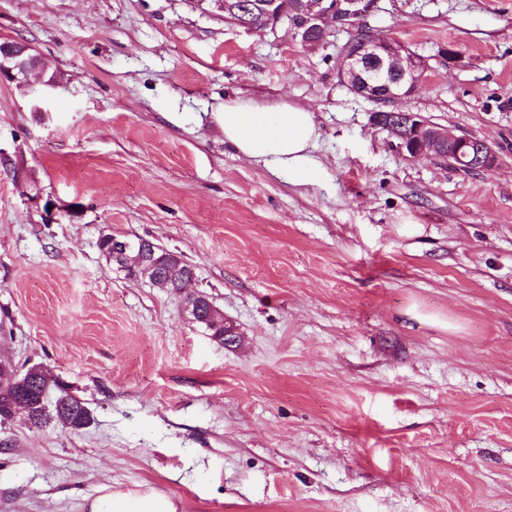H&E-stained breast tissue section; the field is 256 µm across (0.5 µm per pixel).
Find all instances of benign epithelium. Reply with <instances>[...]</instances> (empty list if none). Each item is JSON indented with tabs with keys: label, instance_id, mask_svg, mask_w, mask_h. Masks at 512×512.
<instances>
[{
	"label": "benign epithelium",
	"instance_id": "benign-epithelium-1",
	"mask_svg": "<svg viewBox=\"0 0 512 512\" xmlns=\"http://www.w3.org/2000/svg\"><path fill=\"white\" fill-rule=\"evenodd\" d=\"M379 10L378 0H314L308 10L295 12L288 33L304 47L317 46L337 33H351L364 19ZM290 14L287 0H270L263 11L265 28L274 30ZM28 46L18 41L0 43V73L27 79L36 70L27 58ZM427 61L402 42L374 37L354 46L343 45L337 75L356 94L379 103L374 124L387 130L397 141L396 148L407 159L424 156L448 163L461 171L483 170L495 165L496 154L484 140L478 142L453 130L433 124L422 115L403 110L395 103L411 97L422 82ZM151 241L140 237L112 236L113 262L129 268L152 270L148 256ZM183 296V315L195 324L208 319L205 310H213L207 295L195 290Z\"/></svg>",
	"mask_w": 512,
	"mask_h": 512
}]
</instances>
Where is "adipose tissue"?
<instances>
[{
	"label": "adipose tissue",
	"instance_id": "1",
	"mask_svg": "<svg viewBox=\"0 0 512 512\" xmlns=\"http://www.w3.org/2000/svg\"><path fill=\"white\" fill-rule=\"evenodd\" d=\"M217 118L225 143L242 157L263 163L274 173L288 174L299 185L319 180L322 165L313 154L319 131L311 110L235 99L225 102ZM85 512H178V507L154 488L121 490L106 483L97 496L86 500Z\"/></svg>",
	"mask_w": 512,
	"mask_h": 512
}]
</instances>
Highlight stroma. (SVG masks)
Listing matches in <instances>:
<instances>
[{"label": "stroma", "mask_w": 512, "mask_h": 512, "mask_svg": "<svg viewBox=\"0 0 512 512\" xmlns=\"http://www.w3.org/2000/svg\"><path fill=\"white\" fill-rule=\"evenodd\" d=\"M369 23L428 61L405 108L494 167L402 157L337 78L345 35L0 0V40L62 81L0 77V359L93 417L0 425V512H84L106 482L179 512H512V0H380ZM235 98L315 112L320 181L225 145ZM105 233L181 253L238 343L107 263Z\"/></svg>", "instance_id": "obj_1"}]
</instances>
